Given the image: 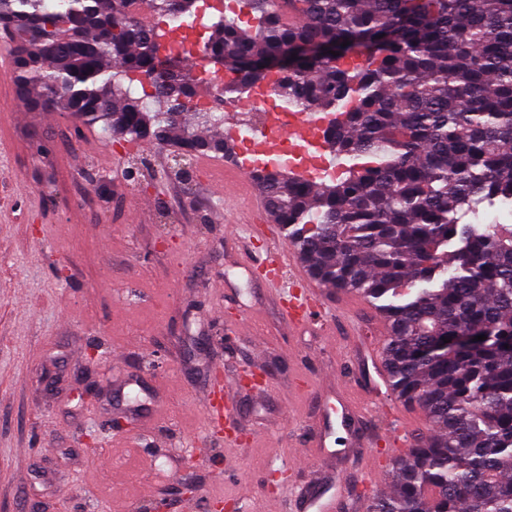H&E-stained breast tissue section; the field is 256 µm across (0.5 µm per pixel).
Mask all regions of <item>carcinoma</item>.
I'll use <instances>...</instances> for the list:
<instances>
[{
	"instance_id": "cac0c4a2",
	"label": "carcinoma",
	"mask_w": 512,
	"mask_h": 512,
	"mask_svg": "<svg viewBox=\"0 0 512 512\" xmlns=\"http://www.w3.org/2000/svg\"><path fill=\"white\" fill-rule=\"evenodd\" d=\"M142 2L0 0L23 103L190 160L232 157L224 114L196 106L212 82L181 60L133 90L162 53ZM149 2L189 27L200 0ZM243 4L255 25L221 16L203 44L222 101L272 80L287 106L329 117L350 161L318 186L255 173L267 214L320 284L386 319L387 385L426 421L367 512H512V224L462 222L512 201V0Z\"/></svg>"
}]
</instances>
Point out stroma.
<instances>
[{
	"mask_svg": "<svg viewBox=\"0 0 512 512\" xmlns=\"http://www.w3.org/2000/svg\"><path fill=\"white\" fill-rule=\"evenodd\" d=\"M125 149L59 112L20 105L0 45V512H194L197 500L292 512L312 469L354 512L374 418L339 426L348 397L374 403L370 306L347 324L295 325L248 274L250 192L232 204L201 164ZM265 373L240 386L244 366ZM238 384L240 445L205 425L213 378ZM325 448L314 447L325 420ZM192 491H181L183 479Z\"/></svg>",
	"mask_w": 512,
	"mask_h": 512,
	"instance_id": "obj_1",
	"label": "stroma"
}]
</instances>
